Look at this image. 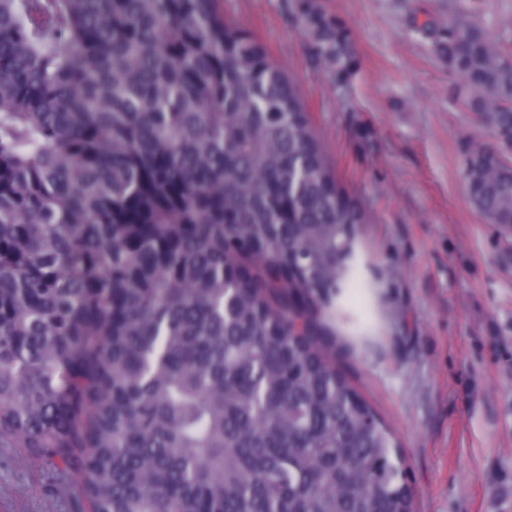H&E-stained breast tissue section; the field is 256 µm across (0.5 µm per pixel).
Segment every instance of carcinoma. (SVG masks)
Segmentation results:
<instances>
[{
	"instance_id": "1",
	"label": "carcinoma",
	"mask_w": 512,
	"mask_h": 512,
	"mask_svg": "<svg viewBox=\"0 0 512 512\" xmlns=\"http://www.w3.org/2000/svg\"><path fill=\"white\" fill-rule=\"evenodd\" d=\"M336 85L345 37L302 9ZM423 32L512 135V52L463 5ZM465 160L512 224V164ZM360 212L298 92L223 0H0V446L90 512H406L341 375Z\"/></svg>"
}]
</instances>
